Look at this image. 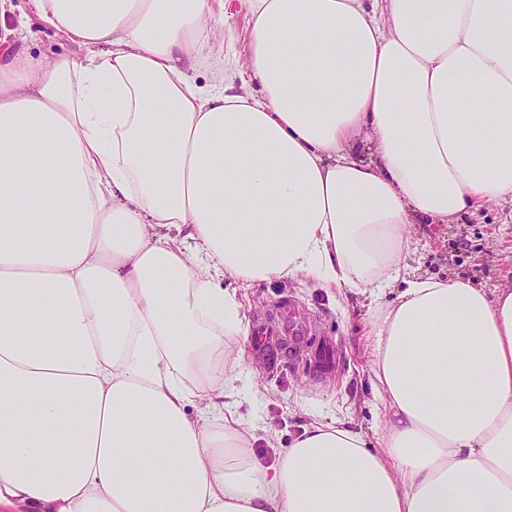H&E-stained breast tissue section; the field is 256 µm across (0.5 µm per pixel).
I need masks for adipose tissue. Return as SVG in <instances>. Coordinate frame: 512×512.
Segmentation results:
<instances>
[{
  "label": "adipose tissue",
  "mask_w": 512,
  "mask_h": 512,
  "mask_svg": "<svg viewBox=\"0 0 512 512\" xmlns=\"http://www.w3.org/2000/svg\"><path fill=\"white\" fill-rule=\"evenodd\" d=\"M30 8L84 53L0 52V512H512V289L402 276L415 220L512 203V0ZM299 278L396 292L382 451L238 410L237 289ZM223 42H224V55L228 51L235 50L238 53L239 64H243L245 60V32L242 27V22L226 25L223 29Z\"/></svg>",
  "instance_id": "1"
}]
</instances>
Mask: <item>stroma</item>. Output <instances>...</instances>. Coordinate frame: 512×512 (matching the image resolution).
Wrapping results in <instances>:
<instances>
[{
  "label": "stroma",
  "instance_id": "1",
  "mask_svg": "<svg viewBox=\"0 0 512 512\" xmlns=\"http://www.w3.org/2000/svg\"><path fill=\"white\" fill-rule=\"evenodd\" d=\"M27 10V0H8L0 39L43 56L71 52L60 35L38 22L19 34ZM404 263L416 276H459L490 291L512 285V205L490 203L454 224L423 220L412 225ZM239 295L249 325L273 319L288 303L315 321L314 333L301 351L285 340L267 351L255 347L253 340L243 341L244 357L234 385L245 418H259L285 444L303 425L337 418L363 431L368 448L380 449L375 432L379 412L371 386L375 320L369 298L351 289L331 295L312 280L260 283ZM327 342L337 348L339 365L332 377L322 379L304 359Z\"/></svg>",
  "mask_w": 512,
  "mask_h": 512
}]
</instances>
